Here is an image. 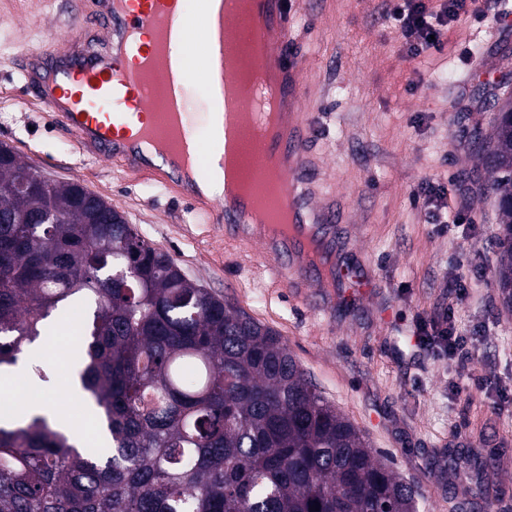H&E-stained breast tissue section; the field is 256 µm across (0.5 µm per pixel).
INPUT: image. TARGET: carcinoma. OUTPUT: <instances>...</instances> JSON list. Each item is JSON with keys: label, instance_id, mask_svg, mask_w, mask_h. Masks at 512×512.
I'll return each mask as SVG.
<instances>
[{"label": "carcinoma", "instance_id": "obj_1", "mask_svg": "<svg viewBox=\"0 0 512 512\" xmlns=\"http://www.w3.org/2000/svg\"><path fill=\"white\" fill-rule=\"evenodd\" d=\"M466 142L491 175L509 310L512 125ZM36 175L0 153V374L53 313L85 305L76 385L103 448L45 416L0 425V512H419L276 331L189 282L112 203Z\"/></svg>", "mask_w": 512, "mask_h": 512}]
</instances>
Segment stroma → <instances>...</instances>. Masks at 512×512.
Segmentation results:
<instances>
[{
	"label": "stroma",
	"instance_id": "stroma-1",
	"mask_svg": "<svg viewBox=\"0 0 512 512\" xmlns=\"http://www.w3.org/2000/svg\"><path fill=\"white\" fill-rule=\"evenodd\" d=\"M90 0H0V142L46 177L76 181L109 201L193 283L229 298L280 334L321 394L414 491L420 512H512V311L493 274L498 230L488 178L460 143L491 131L495 105L512 102V22L460 20L441 54L405 58L381 0H317L299 23L305 112L319 186L341 201L345 255L372 281L367 292L282 287L260 244L226 236L188 201L136 177L122 162L83 152L25 86L21 60L52 38L101 45L94 24L68 17ZM447 184L468 232L437 234L409 197L421 182ZM468 298L455 311L468 338V376L457 362L405 346L419 319L440 317L448 278ZM58 416L73 406L71 362L38 350ZM483 378L482 388L470 376Z\"/></svg>",
	"mask_w": 512,
	"mask_h": 512
}]
</instances>
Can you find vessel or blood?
<instances>
[{"instance_id":"vessel-or-blood-1","label":"vessel or blood","mask_w":512,"mask_h":512,"mask_svg":"<svg viewBox=\"0 0 512 512\" xmlns=\"http://www.w3.org/2000/svg\"><path fill=\"white\" fill-rule=\"evenodd\" d=\"M267 33L276 37L269 60L282 80L274 93L300 102L306 90L304 60L293 51L295 0H259ZM212 0H97L94 19L106 33L98 50L72 40L53 56L31 53L24 81L51 119L70 131L81 148L99 157L121 159L127 168L187 199L212 224L231 236L258 241L283 287L302 289L314 277L335 288H369L370 280L342 260L336 236L343 220L335 196L318 195L306 145L315 127L299 113L287 133L259 145V156L290 161L282 204L291 216L287 232L255 234L248 222L253 202L203 195L199 182L213 171L207 162L216 148L233 152L248 140L241 121L246 106L233 81L224 83V125L206 142L190 134L184 88L191 80L177 57L206 59L215 47Z\"/></svg>"}]
</instances>
